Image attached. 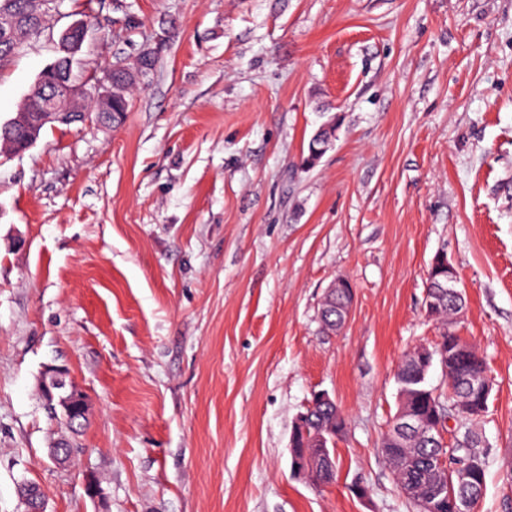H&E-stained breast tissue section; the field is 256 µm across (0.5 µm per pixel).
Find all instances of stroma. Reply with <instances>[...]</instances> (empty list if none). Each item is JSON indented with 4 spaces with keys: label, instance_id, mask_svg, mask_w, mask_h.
Masks as SVG:
<instances>
[{
    "label": "stroma",
    "instance_id": "1",
    "mask_svg": "<svg viewBox=\"0 0 512 512\" xmlns=\"http://www.w3.org/2000/svg\"><path fill=\"white\" fill-rule=\"evenodd\" d=\"M87 6L83 58L158 63L119 125L0 156V512L24 482L47 512H413L378 446L401 359L443 332L438 255L494 378L476 512H512V0H65L0 71L1 122ZM51 365L89 399L78 433L44 410ZM318 391L348 419L321 486L289 452ZM442 257L445 260L444 265L448 268L449 276L440 279L441 276L439 275V273L442 271L444 272L447 269L444 268L440 262L432 263L426 278V291L428 294H432L436 290V288L434 287L439 279L440 280L437 285V288H446L445 291L447 293H452L454 288H457V278L454 267L452 266V264L448 262V259L446 257ZM340 304L341 298L336 299L326 294L320 310V320L323 329L328 333L335 334L343 327L338 321L340 317L338 312Z\"/></svg>",
    "mask_w": 512,
    "mask_h": 512
}]
</instances>
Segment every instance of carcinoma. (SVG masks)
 <instances>
[{"instance_id": "cac0c4a2", "label": "carcinoma", "mask_w": 512, "mask_h": 512, "mask_svg": "<svg viewBox=\"0 0 512 512\" xmlns=\"http://www.w3.org/2000/svg\"><path fill=\"white\" fill-rule=\"evenodd\" d=\"M52 13L46 12L31 16L26 11V0H0V30L14 28L16 35L13 45L0 44V70L8 67L13 59L24 51L32 39L41 34ZM58 59H65L74 78L82 76L83 67L76 55L80 48L72 40L59 37ZM45 126L25 127L14 119L0 123V149L16 152L29 144V138H38ZM339 298L325 296L320 310L323 329L336 333L342 328L339 322ZM465 307L463 294H450L440 300V320L453 323L457 312ZM435 355L447 380L446 387L430 384L428 376L415 361L416 352L405 355L407 362L399 365L396 380L400 396L411 412L420 414L433 424H443L444 417L459 418L471 425L483 422L488 409L490 395L470 388L468 380L474 375H489L490 368L476 346L459 336L451 328L442 334V345ZM309 414L307 434L295 438L294 451L306 455L307 459L320 457V449L312 442V434L317 430L330 438H336V423L344 419V414L335 405L315 404L306 409ZM475 433L468 428L454 436L447 446L436 448L421 439H388L383 435L380 452L391 469L401 493L414 506L416 512H462V500L470 493L482 497L485 488L486 460L477 449ZM446 457L448 466L461 464L467 470V484H461L456 471L444 472L438 467L440 457ZM339 468V460L334 458L324 464H315V477L319 484L333 482Z\"/></svg>"}]
</instances>
